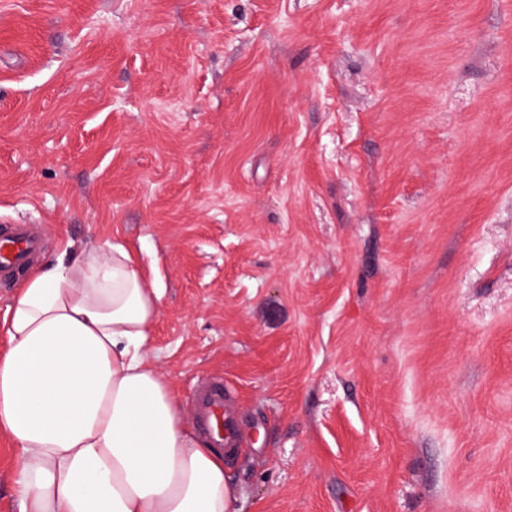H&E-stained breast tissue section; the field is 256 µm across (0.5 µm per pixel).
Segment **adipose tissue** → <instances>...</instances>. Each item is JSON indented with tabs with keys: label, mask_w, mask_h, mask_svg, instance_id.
<instances>
[{
	"label": "adipose tissue",
	"mask_w": 512,
	"mask_h": 512,
	"mask_svg": "<svg viewBox=\"0 0 512 512\" xmlns=\"http://www.w3.org/2000/svg\"><path fill=\"white\" fill-rule=\"evenodd\" d=\"M163 296L119 244L34 268L0 354V431L20 512H237L224 458L149 360Z\"/></svg>",
	"instance_id": "ef3b65f1"
}]
</instances>
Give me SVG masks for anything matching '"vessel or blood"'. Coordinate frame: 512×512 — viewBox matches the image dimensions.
I'll use <instances>...</instances> for the list:
<instances>
[{"mask_svg": "<svg viewBox=\"0 0 512 512\" xmlns=\"http://www.w3.org/2000/svg\"><path fill=\"white\" fill-rule=\"evenodd\" d=\"M41 236L25 224L0 228V281H15L41 251ZM192 419L198 433L210 447L235 453L240 446V433L230 413L224 379L209 375L202 379L192 405Z\"/></svg>", "mask_w": 512, "mask_h": 512, "instance_id": "obj_1", "label": "vessel or blood"}]
</instances>
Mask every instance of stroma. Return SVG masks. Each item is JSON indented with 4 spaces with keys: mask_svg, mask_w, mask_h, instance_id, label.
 <instances>
[{
    "mask_svg": "<svg viewBox=\"0 0 512 512\" xmlns=\"http://www.w3.org/2000/svg\"><path fill=\"white\" fill-rule=\"evenodd\" d=\"M165 293L238 512H512V0H0V226Z\"/></svg>",
    "mask_w": 512,
    "mask_h": 512,
    "instance_id": "stroma-1",
    "label": "stroma"
}]
</instances>
